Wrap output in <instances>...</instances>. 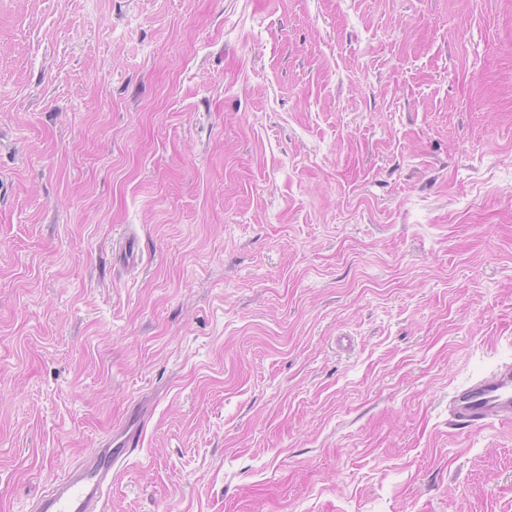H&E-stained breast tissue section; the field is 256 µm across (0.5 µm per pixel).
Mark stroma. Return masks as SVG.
<instances>
[{"label": "stroma", "instance_id": "obj_1", "mask_svg": "<svg viewBox=\"0 0 512 512\" xmlns=\"http://www.w3.org/2000/svg\"><path fill=\"white\" fill-rule=\"evenodd\" d=\"M512 0H0V512H512ZM451 417L469 427L512 421V367L507 366L456 391ZM139 440V429L129 430L121 441V448H112L111 438L91 456L68 466L63 475L54 478L49 488L36 496L32 511L103 512L112 470L138 448Z\"/></svg>", "mask_w": 512, "mask_h": 512}]
</instances>
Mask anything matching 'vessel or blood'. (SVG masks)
Listing matches in <instances>:
<instances>
[{"label":"vessel or blood","mask_w":512,"mask_h":512,"mask_svg":"<svg viewBox=\"0 0 512 512\" xmlns=\"http://www.w3.org/2000/svg\"><path fill=\"white\" fill-rule=\"evenodd\" d=\"M451 417L469 427L492 421H512V367L507 366L456 391L449 404ZM138 430H129L121 447L111 445L68 466L48 489L36 496L32 512H103L104 496L117 463L139 446Z\"/></svg>","instance_id":"1"}]
</instances>
